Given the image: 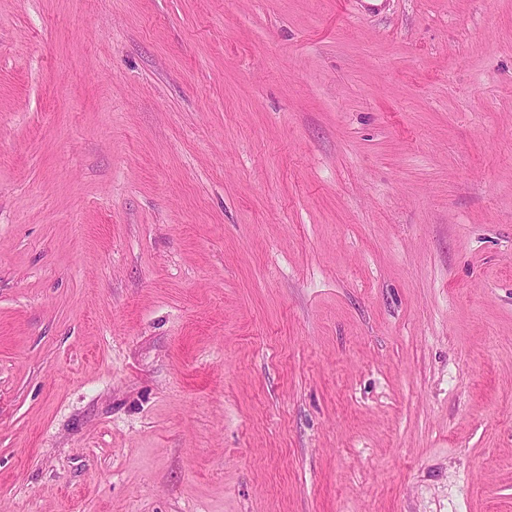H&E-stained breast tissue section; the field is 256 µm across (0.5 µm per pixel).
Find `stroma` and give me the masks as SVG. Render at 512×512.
<instances>
[{
	"mask_svg": "<svg viewBox=\"0 0 512 512\" xmlns=\"http://www.w3.org/2000/svg\"><path fill=\"white\" fill-rule=\"evenodd\" d=\"M0 512H512V0H0Z\"/></svg>",
	"mask_w": 512,
	"mask_h": 512,
	"instance_id": "stroma-1",
	"label": "stroma"
}]
</instances>
